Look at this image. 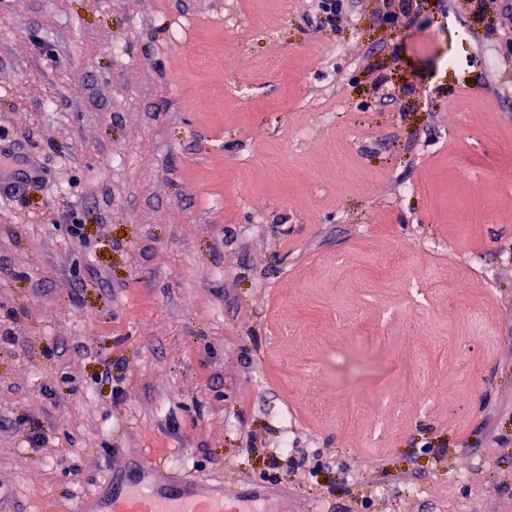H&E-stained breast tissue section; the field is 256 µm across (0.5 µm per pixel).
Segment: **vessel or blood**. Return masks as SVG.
Masks as SVG:
<instances>
[{
	"label": "vessel or blood",
	"mask_w": 512,
	"mask_h": 512,
	"mask_svg": "<svg viewBox=\"0 0 512 512\" xmlns=\"http://www.w3.org/2000/svg\"><path fill=\"white\" fill-rule=\"evenodd\" d=\"M141 474L132 486L107 475L102 490L81 499L77 512H252L241 495L226 491L223 483L181 481L155 459L142 461Z\"/></svg>",
	"instance_id": "b4317fda"
}]
</instances>
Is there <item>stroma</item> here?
Here are the masks:
<instances>
[{
	"label": "stroma",
	"instance_id": "obj_1",
	"mask_svg": "<svg viewBox=\"0 0 512 512\" xmlns=\"http://www.w3.org/2000/svg\"><path fill=\"white\" fill-rule=\"evenodd\" d=\"M413 2L0 0V512H512L503 2ZM142 478L126 486L109 472L103 489L82 498L78 512H253L237 492L224 491L222 482H184L168 473L160 462L141 463Z\"/></svg>",
	"mask_w": 512,
	"mask_h": 512
}]
</instances>
